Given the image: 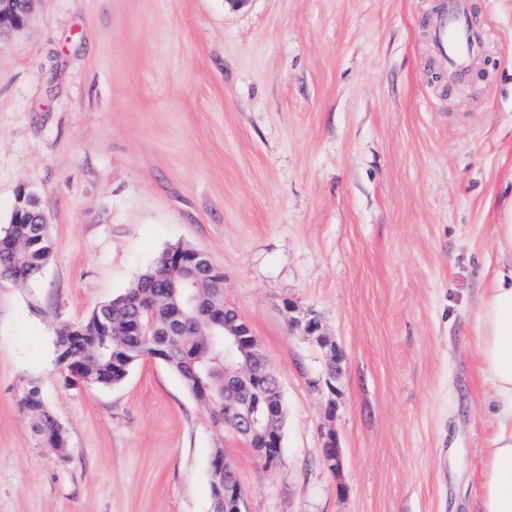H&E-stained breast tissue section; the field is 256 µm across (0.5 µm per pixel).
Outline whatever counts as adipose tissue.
I'll return each mask as SVG.
<instances>
[{"label":"adipose tissue","instance_id":"obj_1","mask_svg":"<svg viewBox=\"0 0 512 512\" xmlns=\"http://www.w3.org/2000/svg\"><path fill=\"white\" fill-rule=\"evenodd\" d=\"M482 371L492 382L496 430L486 451L480 512H512V273H497L478 299Z\"/></svg>","mask_w":512,"mask_h":512}]
</instances>
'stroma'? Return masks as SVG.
<instances>
[{"label": "stroma", "instance_id": "35a3bbf8", "mask_svg": "<svg viewBox=\"0 0 512 512\" xmlns=\"http://www.w3.org/2000/svg\"><path fill=\"white\" fill-rule=\"evenodd\" d=\"M432 5L35 0L0 36V229L25 189L53 244L0 287V512H210L218 450L242 512H478L495 426L476 297L512 270V0H473L486 75L451 90ZM177 243L223 271L278 380L274 466L163 361L109 388L56 364L58 330ZM288 301L343 353L337 395ZM46 419L48 421V432L44 442L52 447L59 455L65 456L69 452L65 436V430L60 422L46 410Z\"/></svg>", "mask_w": 512, "mask_h": 512}]
</instances>
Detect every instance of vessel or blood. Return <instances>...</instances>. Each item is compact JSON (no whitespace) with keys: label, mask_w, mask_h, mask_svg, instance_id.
I'll use <instances>...</instances> for the list:
<instances>
[{"label":"vessel or blood","mask_w":512,"mask_h":512,"mask_svg":"<svg viewBox=\"0 0 512 512\" xmlns=\"http://www.w3.org/2000/svg\"><path fill=\"white\" fill-rule=\"evenodd\" d=\"M470 0H434L430 27L432 47L445 63L449 78L466 81L484 41L469 22Z\"/></svg>","instance_id":"vessel-or-blood-1"}]
</instances>
